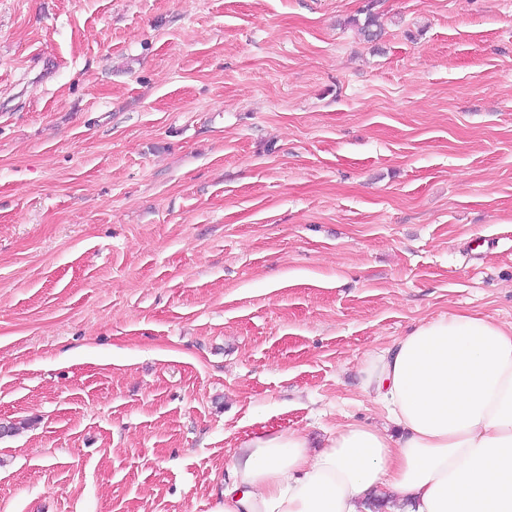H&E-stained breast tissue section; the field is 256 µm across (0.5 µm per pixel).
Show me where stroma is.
<instances>
[{"instance_id":"1","label":"stroma","mask_w":512,"mask_h":512,"mask_svg":"<svg viewBox=\"0 0 512 512\" xmlns=\"http://www.w3.org/2000/svg\"><path fill=\"white\" fill-rule=\"evenodd\" d=\"M452 312L512 323V0H0V512H219Z\"/></svg>"}]
</instances>
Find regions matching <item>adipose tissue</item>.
<instances>
[{
    "label": "adipose tissue",
    "instance_id": "adipose-tissue-1",
    "mask_svg": "<svg viewBox=\"0 0 512 512\" xmlns=\"http://www.w3.org/2000/svg\"><path fill=\"white\" fill-rule=\"evenodd\" d=\"M361 386L399 436L336 426L241 442L219 512H512V324L473 313L424 322L360 364Z\"/></svg>",
    "mask_w": 512,
    "mask_h": 512
}]
</instances>
